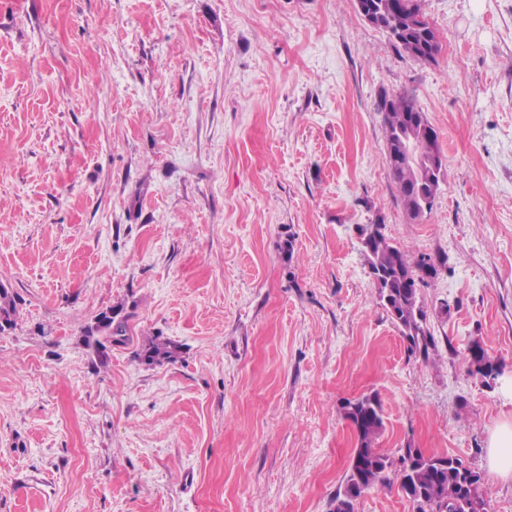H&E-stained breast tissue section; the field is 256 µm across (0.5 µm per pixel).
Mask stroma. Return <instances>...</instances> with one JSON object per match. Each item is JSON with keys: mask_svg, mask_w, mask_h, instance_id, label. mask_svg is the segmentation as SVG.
<instances>
[{"mask_svg": "<svg viewBox=\"0 0 512 512\" xmlns=\"http://www.w3.org/2000/svg\"><path fill=\"white\" fill-rule=\"evenodd\" d=\"M420 4L431 62L356 0H0V512H332L370 394L381 448L459 458L512 512L486 459L512 417V0ZM399 95L445 159L417 220L385 160ZM378 221L436 268L428 355L377 299ZM153 336L178 359L142 361ZM117 314L110 312L102 313L96 322L95 331L101 333V336L87 335L86 345L93 348L98 354L100 363H104L106 359V344H111L112 341H117L116 336L125 337L126 325L125 321H116Z\"/></svg>", "mask_w": 512, "mask_h": 512, "instance_id": "35a3bbf8", "label": "stroma"}]
</instances>
